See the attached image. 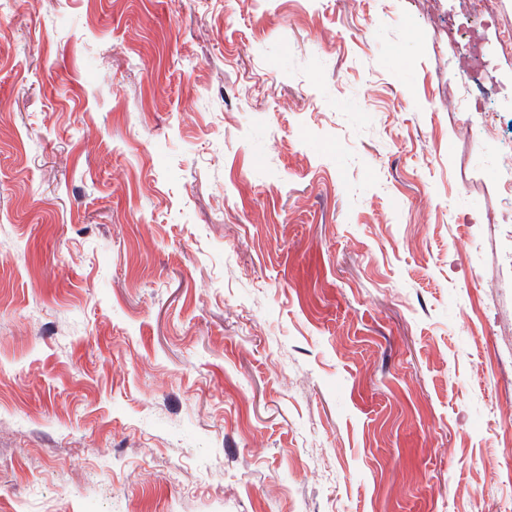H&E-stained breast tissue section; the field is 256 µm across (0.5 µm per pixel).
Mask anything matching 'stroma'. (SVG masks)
<instances>
[{
  "instance_id": "stroma-1",
  "label": "stroma",
  "mask_w": 512,
  "mask_h": 512,
  "mask_svg": "<svg viewBox=\"0 0 512 512\" xmlns=\"http://www.w3.org/2000/svg\"><path fill=\"white\" fill-rule=\"evenodd\" d=\"M0 512H512V0H0Z\"/></svg>"
}]
</instances>
